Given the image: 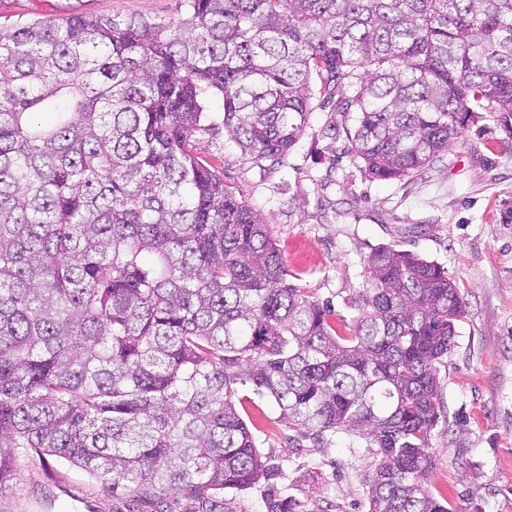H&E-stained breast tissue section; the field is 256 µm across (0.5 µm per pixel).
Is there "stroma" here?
<instances>
[{
  "instance_id": "35a3bbf8",
  "label": "stroma",
  "mask_w": 512,
  "mask_h": 512,
  "mask_svg": "<svg viewBox=\"0 0 512 512\" xmlns=\"http://www.w3.org/2000/svg\"><path fill=\"white\" fill-rule=\"evenodd\" d=\"M69 13L178 22L183 0H0V32ZM206 131L193 152L259 211L291 281L352 323L349 301L367 286L365 258L393 244L447 270L465 303L439 365L428 489L451 512H512V134L496 119L470 123L441 161L400 180L365 179L346 148L339 113L313 102L299 142L279 164L257 161L224 138L221 94L200 98ZM236 408L276 469L271 482L205 498L171 490L157 500L111 489L51 459L22 460L0 512H267L276 492L288 512H368L377 461L365 438L323 441L283 419L273 398L239 388Z\"/></svg>"
}]
</instances>
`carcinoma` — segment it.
Masks as SVG:
<instances>
[{"label":"carcinoma","instance_id":"1","mask_svg":"<svg viewBox=\"0 0 512 512\" xmlns=\"http://www.w3.org/2000/svg\"><path fill=\"white\" fill-rule=\"evenodd\" d=\"M184 2L175 25L0 37V492L17 448L114 490H247L271 477L235 408L248 386L318 440L366 437L369 512H450L426 485L455 281L374 248L340 334L192 140L214 90L225 138L279 161L318 96L355 113L365 178L408 177L469 122L512 118V0Z\"/></svg>","mask_w":512,"mask_h":512}]
</instances>
